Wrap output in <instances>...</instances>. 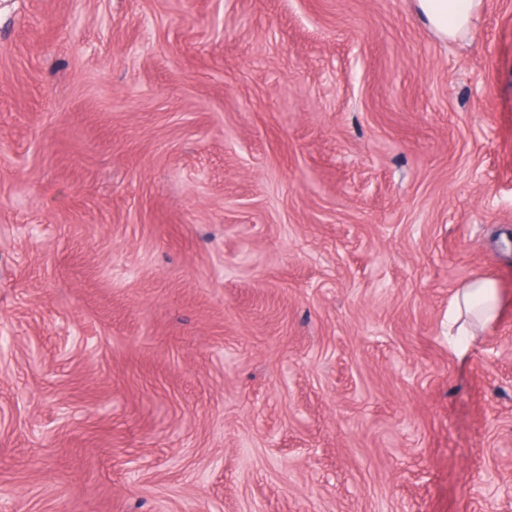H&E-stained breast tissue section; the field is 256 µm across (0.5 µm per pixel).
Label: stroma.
Wrapping results in <instances>:
<instances>
[{"label":"stroma","mask_w":512,"mask_h":512,"mask_svg":"<svg viewBox=\"0 0 512 512\" xmlns=\"http://www.w3.org/2000/svg\"><path fill=\"white\" fill-rule=\"evenodd\" d=\"M502 479L512 0L460 42L415 0H0V512H512ZM503 307L500 289L490 279L475 278L457 293L449 318L448 343L460 360L473 348L475 329L494 325Z\"/></svg>","instance_id":"1"}]
</instances>
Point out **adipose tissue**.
<instances>
[{"instance_id":"1","label":"adipose tissue","mask_w":512,"mask_h":512,"mask_svg":"<svg viewBox=\"0 0 512 512\" xmlns=\"http://www.w3.org/2000/svg\"><path fill=\"white\" fill-rule=\"evenodd\" d=\"M419 17L441 39L458 42L472 32L484 0H415ZM504 307L495 281L475 278L456 295L449 318L448 343L458 358L473 348L476 329L494 325Z\"/></svg>"}]
</instances>
